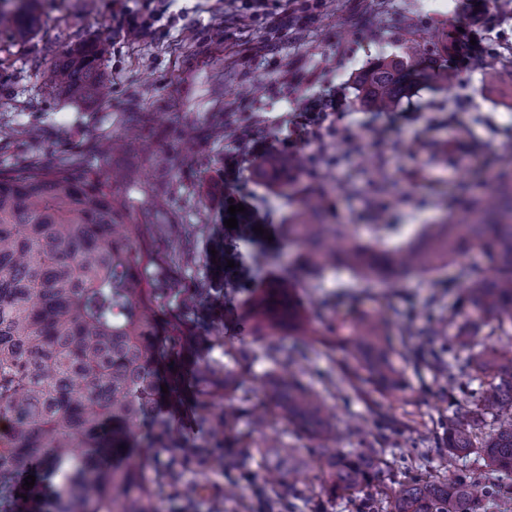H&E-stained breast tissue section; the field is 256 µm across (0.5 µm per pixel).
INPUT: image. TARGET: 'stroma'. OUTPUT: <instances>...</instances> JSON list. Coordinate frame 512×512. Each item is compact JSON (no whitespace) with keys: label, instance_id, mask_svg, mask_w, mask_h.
Here are the masks:
<instances>
[{"label":"stroma","instance_id":"obj_1","mask_svg":"<svg viewBox=\"0 0 512 512\" xmlns=\"http://www.w3.org/2000/svg\"><path fill=\"white\" fill-rule=\"evenodd\" d=\"M143 0H42V22L29 39L0 30V171L27 164L50 165L72 156L98 163L93 138L121 141L113 170L124 180L120 194L134 217L150 213L157 224H181L190 232L196 260L174 265L190 288L216 278L223 259L224 154L232 137L242 150L274 138L273 123L295 100L341 91L338 137L301 146L309 172L289 187L258 181L249 164L233 179L263 215L264 233L247 258L254 286L287 259L278 236L303 186L332 188L333 210L367 234L376 223L377 170L388 171L399 201L388 224H425L440 218L448 198L481 193L482 173L512 155V66L491 56L454 66L455 80L441 90L423 89L399 111L376 112L358 99L357 76L381 58L424 45L436 67L449 66L440 47L464 14L477 23L482 43L499 42L512 53V0H272L266 15L225 12L222 0H177L141 36L120 30L119 6ZM92 40L108 44L104 87L94 96L50 98L45 76L64 51ZM453 271L432 282L411 279L390 289V303L427 319L429 296L447 298ZM243 299L228 284L223 302H202L194 326L221 337L213 360L227 364L241 349L252 356L250 372L263 376L268 338L248 334L232 313ZM343 353L318 350L308 379L324 388L338 413L344 447L356 439L354 423L373 425L381 416L403 421L446 420L447 391L427 370L404 365L412 388L407 403L394 405L371 387L355 391L343 374ZM333 387H325L327 379Z\"/></svg>","mask_w":512,"mask_h":512}]
</instances>
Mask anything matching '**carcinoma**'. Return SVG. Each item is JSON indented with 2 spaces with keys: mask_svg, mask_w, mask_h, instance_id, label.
Instances as JSON below:
<instances>
[{
  "mask_svg": "<svg viewBox=\"0 0 512 512\" xmlns=\"http://www.w3.org/2000/svg\"><path fill=\"white\" fill-rule=\"evenodd\" d=\"M0 6V29L24 38L34 33L40 0H11ZM106 45L100 41L67 50L44 82L49 96L92 95L102 80ZM430 73L410 48L383 58L358 77L364 103L390 112ZM303 170L299 161L274 160L254 172L280 184L282 170ZM492 187L460 214L448 211L438 224H420L404 243L390 249L380 237L394 224L371 225L373 236H354L348 224L324 220L330 192L308 187L282 225L294 253L288 265L260 288H252L236 311L256 336L281 333L288 342L267 347L269 363L261 383L263 404L246 408L226 397V382L247 399L250 360L234 357L236 369L218 376L215 362H196L195 422L208 435L195 438L177 430L175 417L186 394L183 368L199 345L218 341L198 336L189 320L197 304L224 294L213 279L186 288L172 276L155 249L156 238L178 231L175 224L134 222L112 187V171L77 159L51 167L25 165L0 171V512H16L22 478L35 476L31 491L58 481L54 512H154L160 485L186 498L205 497L206 484L187 479L201 458L224 474L246 480L224 488L239 495L243 512L252 500L267 512H305L308 463L301 449L269 438L254 454L224 450V442L246 443L279 416L298 433L320 441L316 461L320 494L346 501L359 512L368 498L374 512H486L507 503L500 483L483 468L512 476V358L499 357L480 339L508 333L512 326V174L491 172ZM477 251L486 260L468 261ZM456 265L453 301L441 306L432 324L412 323L404 335L418 340L394 344L391 312L352 309L324 321L336 298H379L377 285L426 276ZM341 267L361 285L344 284L322 294L313 307L299 299L298 272L309 287L324 272ZM348 353L352 386L371 384L393 403L405 399L398 362L428 367L453 387L460 377L480 386L462 402H451L441 429L421 424L418 444L397 454L387 423L362 432L357 448L339 447L336 413L305 382L316 344ZM168 393H163L161 385ZM437 463L424 476L418 466ZM403 471L397 487L382 474Z\"/></svg>",
  "mask_w": 512,
  "mask_h": 512,
  "instance_id": "carcinoma-1",
  "label": "carcinoma"
}]
</instances>
